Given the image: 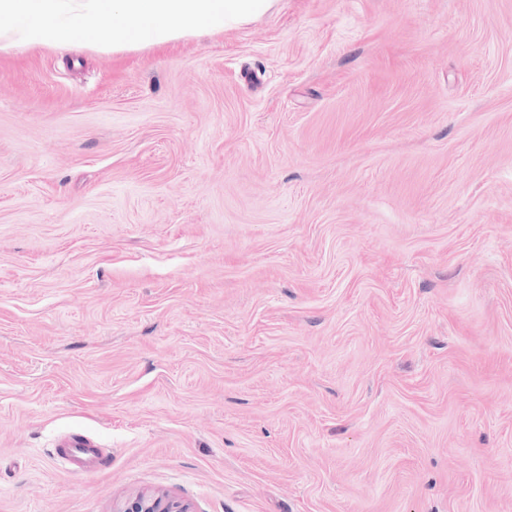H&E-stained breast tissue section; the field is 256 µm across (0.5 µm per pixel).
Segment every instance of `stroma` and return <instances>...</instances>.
<instances>
[{
  "label": "stroma",
  "instance_id": "stroma-1",
  "mask_svg": "<svg viewBox=\"0 0 512 512\" xmlns=\"http://www.w3.org/2000/svg\"><path fill=\"white\" fill-rule=\"evenodd\" d=\"M144 492L512 512V0L0 54V512ZM53 457L66 463L69 470L85 475L92 474L103 463L99 449L85 435H75L55 445Z\"/></svg>",
  "mask_w": 512,
  "mask_h": 512
}]
</instances>
